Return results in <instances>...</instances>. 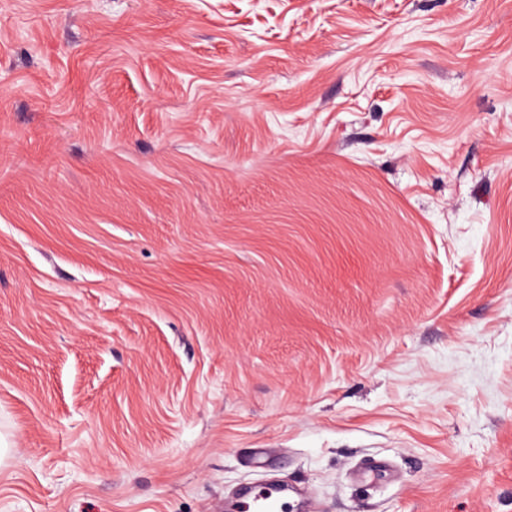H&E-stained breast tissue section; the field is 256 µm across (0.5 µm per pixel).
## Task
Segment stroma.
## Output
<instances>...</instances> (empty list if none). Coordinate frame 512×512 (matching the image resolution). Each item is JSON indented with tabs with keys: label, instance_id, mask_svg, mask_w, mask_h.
I'll return each instance as SVG.
<instances>
[{
	"label": "stroma",
	"instance_id": "stroma-1",
	"mask_svg": "<svg viewBox=\"0 0 512 512\" xmlns=\"http://www.w3.org/2000/svg\"><path fill=\"white\" fill-rule=\"evenodd\" d=\"M0 512H512V0H0ZM284 503L277 488L261 487L244 502L243 512H285Z\"/></svg>",
	"mask_w": 512,
	"mask_h": 512
}]
</instances>
